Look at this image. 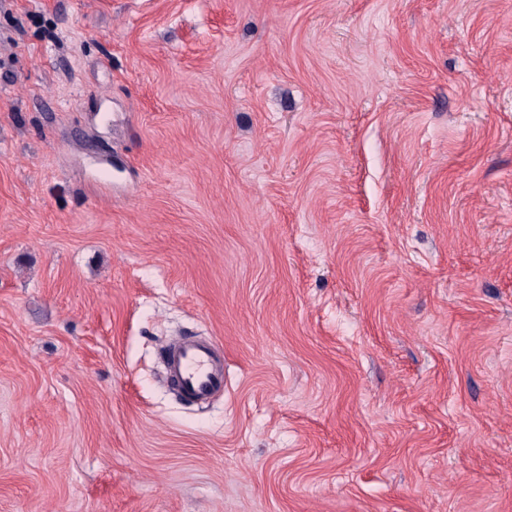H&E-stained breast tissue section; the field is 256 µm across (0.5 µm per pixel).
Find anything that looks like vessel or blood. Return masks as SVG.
I'll list each match as a JSON object with an SVG mask.
<instances>
[{"instance_id": "1", "label": "vessel or blood", "mask_w": 512, "mask_h": 512, "mask_svg": "<svg viewBox=\"0 0 512 512\" xmlns=\"http://www.w3.org/2000/svg\"><path fill=\"white\" fill-rule=\"evenodd\" d=\"M166 382L183 399L203 400L224 389V354L210 342L187 337L162 351Z\"/></svg>"}]
</instances>
